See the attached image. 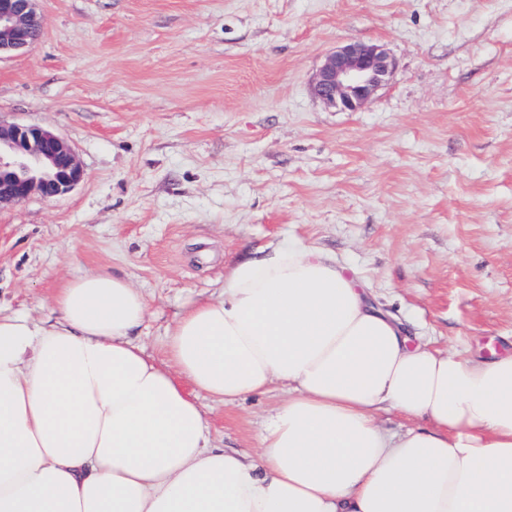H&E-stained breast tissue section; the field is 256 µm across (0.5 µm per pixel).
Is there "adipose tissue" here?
<instances>
[{
	"label": "adipose tissue",
	"mask_w": 512,
	"mask_h": 512,
	"mask_svg": "<svg viewBox=\"0 0 512 512\" xmlns=\"http://www.w3.org/2000/svg\"><path fill=\"white\" fill-rule=\"evenodd\" d=\"M53 305L0 315V512H512V354L412 343L311 245L234 265L168 329L164 366L130 340L147 303L124 277ZM276 383L256 457L215 447L196 394ZM384 407L431 425L389 434Z\"/></svg>",
	"instance_id": "obj_1"
}]
</instances>
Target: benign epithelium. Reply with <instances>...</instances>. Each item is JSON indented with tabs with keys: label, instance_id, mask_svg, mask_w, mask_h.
<instances>
[{
	"label": "benign epithelium",
	"instance_id": "benign-epithelium-1",
	"mask_svg": "<svg viewBox=\"0 0 512 512\" xmlns=\"http://www.w3.org/2000/svg\"><path fill=\"white\" fill-rule=\"evenodd\" d=\"M36 0H0V55L25 53L40 35ZM396 60L381 45L347 41L328 54L310 90L340 111L363 107L392 77ZM85 173L74 149L38 125L0 123V206L33 195L52 200L71 192Z\"/></svg>",
	"mask_w": 512,
	"mask_h": 512
}]
</instances>
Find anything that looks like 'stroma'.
Listing matches in <instances>:
<instances>
[{
    "instance_id": "obj_1",
    "label": "stroma",
    "mask_w": 512,
    "mask_h": 512,
    "mask_svg": "<svg viewBox=\"0 0 512 512\" xmlns=\"http://www.w3.org/2000/svg\"><path fill=\"white\" fill-rule=\"evenodd\" d=\"M0 58V122L60 134L84 181L0 208V313L42 321L59 286L127 278L164 363L176 315L239 259L319 248L413 341L512 353V0H37ZM354 40L397 62L359 111L310 77ZM281 385L198 403L254 453Z\"/></svg>"
}]
</instances>
